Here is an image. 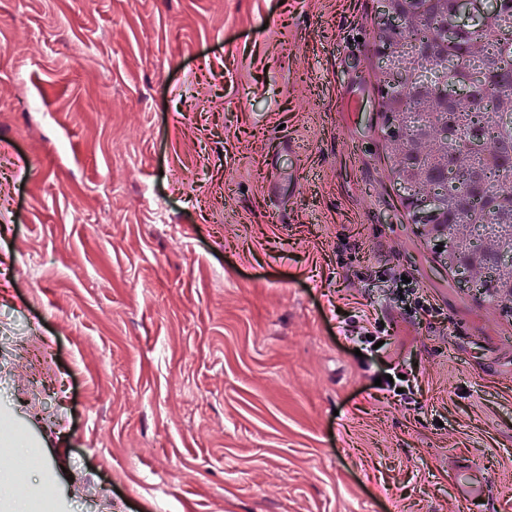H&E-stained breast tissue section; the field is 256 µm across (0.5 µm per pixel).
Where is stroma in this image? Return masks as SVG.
Wrapping results in <instances>:
<instances>
[{
  "label": "stroma",
  "mask_w": 512,
  "mask_h": 512,
  "mask_svg": "<svg viewBox=\"0 0 512 512\" xmlns=\"http://www.w3.org/2000/svg\"><path fill=\"white\" fill-rule=\"evenodd\" d=\"M380 9L0 0V463L44 460L0 512H466L471 466L512 512V314L405 204ZM359 321H353L354 325H351L352 329L350 331L351 336H346L350 341L354 344H359L360 350H366L371 353V355L380 356L379 353L383 352L385 347L388 345L387 342H384L379 348L373 349V345H375L379 341H383L380 336H378L377 332H380V326H375V331H371L365 325H358ZM366 334H370V337H366ZM371 337H374V340H371ZM365 345V347H362Z\"/></svg>",
  "instance_id": "obj_1"
}]
</instances>
